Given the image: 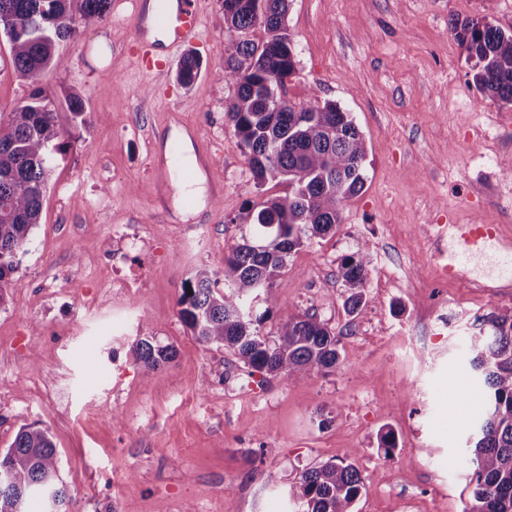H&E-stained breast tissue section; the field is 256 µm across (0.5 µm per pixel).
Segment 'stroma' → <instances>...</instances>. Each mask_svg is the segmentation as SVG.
Masks as SVG:
<instances>
[{"label":"stroma","mask_w":512,"mask_h":512,"mask_svg":"<svg viewBox=\"0 0 512 512\" xmlns=\"http://www.w3.org/2000/svg\"><path fill=\"white\" fill-rule=\"evenodd\" d=\"M512 29V0H291L286 24L296 72L288 96L350 113L366 146L364 189L343 204L334 233L292 252L272 285L284 314H317L339 337L336 371L264 382L232 351L196 341L180 317L194 268L223 272L251 229L246 203L286 195L257 185L225 118L229 34L209 0L191 88L175 69L144 76L133 5L112 6L65 48L64 67L38 82L16 76L0 40V113L46 95L79 94L87 122L53 171L39 224L18 257L20 282L0 304V450L20 426L49 431L58 475L76 512H304L299 482L314 466L350 459L364 487L353 512H467V425L448 388L469 365L479 327L512 312L495 266L472 261L442 279L439 227L501 224L512 213V107L479 92L451 20ZM183 154L205 152L212 172L154 167L164 127ZM198 194L183 193V179ZM368 249L367 304L348 314L336 268ZM141 275L120 296L112 268ZM452 303L448 329L427 319ZM150 336L175 360L147 373L131 347ZM394 431L385 452L379 435Z\"/></svg>","instance_id":"stroma-1"}]
</instances>
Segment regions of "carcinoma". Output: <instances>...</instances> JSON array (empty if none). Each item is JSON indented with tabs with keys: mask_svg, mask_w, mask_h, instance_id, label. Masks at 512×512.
I'll list each match as a JSON object with an SVG mask.
<instances>
[{
	"mask_svg": "<svg viewBox=\"0 0 512 512\" xmlns=\"http://www.w3.org/2000/svg\"><path fill=\"white\" fill-rule=\"evenodd\" d=\"M290 0H221L224 25L230 34L224 81L235 85L226 112L258 185L288 184L284 196H269L246 207L244 220L253 229L224 257V287L216 273L197 269L187 281L180 315L204 345L231 350L249 374L267 380H291L313 369L336 370L339 339L316 315L285 316L277 336L261 335L260 325L277 307L273 280L286 267L290 253L313 238L336 229L341 205L365 185V139L350 113L335 102L297 106L288 99L289 78L296 54L286 26ZM111 0H0V28L22 27L10 45L16 74L36 82L49 68L62 67L64 43L80 37L81 29L109 14ZM260 29L264 38L255 40ZM452 30L474 60L472 82L481 93L512 106V31L486 20H455ZM193 50L181 58L177 82L193 86L202 72ZM85 103L78 95L55 101L36 87L29 100L0 118V302L18 287L13 278L16 257L39 224L48 179L59 157L67 153L65 135L86 122ZM368 248L347 257L336 269L348 297L346 306L358 315L365 306ZM265 304L253 313L252 303ZM491 335L470 344L471 366L485 387L484 413L469 443L474 466L472 504L467 512H512V314L489 321ZM134 362L147 372L173 360L175 350L152 339L132 347ZM12 473L0 480V512L33 494L54 495L56 512H67L70 497L58 476L56 447L50 435L23 425L5 451L0 465ZM363 486L357 466L327 462L301 475L305 512H352Z\"/></svg>",
	"mask_w": 512,
	"mask_h": 512,
	"instance_id": "carcinoma-1",
	"label": "carcinoma"
}]
</instances>
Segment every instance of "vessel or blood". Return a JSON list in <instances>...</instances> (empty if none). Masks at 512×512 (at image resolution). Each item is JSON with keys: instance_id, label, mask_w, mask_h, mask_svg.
Here are the masks:
<instances>
[{"instance_id": "1", "label": "vessel or blood", "mask_w": 512, "mask_h": 512, "mask_svg": "<svg viewBox=\"0 0 512 512\" xmlns=\"http://www.w3.org/2000/svg\"><path fill=\"white\" fill-rule=\"evenodd\" d=\"M175 2V7L170 8L137 0L134 28L141 50L135 62L144 74L163 72L173 51L200 33L208 0ZM501 242V233L495 224L449 225V274H457L474 255L494 250Z\"/></svg>"}]
</instances>
